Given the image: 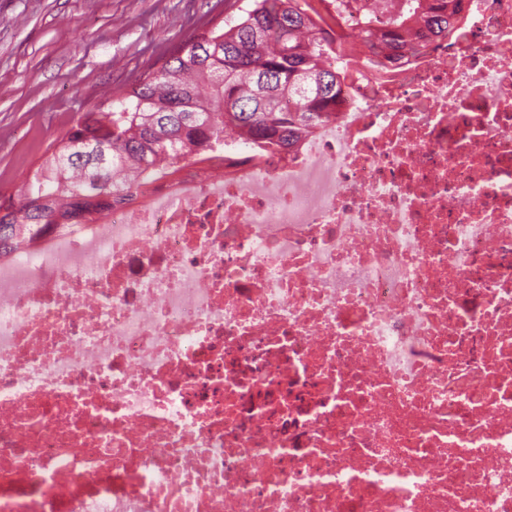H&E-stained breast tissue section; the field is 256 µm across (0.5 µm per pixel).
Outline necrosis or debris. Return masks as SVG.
<instances>
[{"mask_svg":"<svg viewBox=\"0 0 512 512\" xmlns=\"http://www.w3.org/2000/svg\"><path fill=\"white\" fill-rule=\"evenodd\" d=\"M0 261V512H512V0Z\"/></svg>","mask_w":512,"mask_h":512,"instance_id":"1","label":"necrosis or debris"}]
</instances>
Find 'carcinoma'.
I'll return each instance as SVG.
<instances>
[{
  "mask_svg": "<svg viewBox=\"0 0 512 512\" xmlns=\"http://www.w3.org/2000/svg\"><path fill=\"white\" fill-rule=\"evenodd\" d=\"M383 29L366 21L371 55L359 72L379 77L402 58L454 32L463 0H377ZM347 48L310 0H253L224 29L206 30L118 105L83 113L56 138L20 192L0 193V259L58 229L98 221L112 202L205 160L236 134L255 152L288 153L336 114Z\"/></svg>",
  "mask_w": 512,
  "mask_h": 512,
  "instance_id": "1",
  "label": "carcinoma"
}]
</instances>
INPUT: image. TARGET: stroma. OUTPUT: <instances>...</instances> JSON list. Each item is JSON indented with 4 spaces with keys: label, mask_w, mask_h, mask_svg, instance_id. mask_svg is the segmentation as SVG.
<instances>
[{
    "label": "stroma",
    "mask_w": 512,
    "mask_h": 512,
    "mask_svg": "<svg viewBox=\"0 0 512 512\" xmlns=\"http://www.w3.org/2000/svg\"><path fill=\"white\" fill-rule=\"evenodd\" d=\"M249 0H0V192L82 113L118 102Z\"/></svg>",
    "instance_id": "35a3bbf8"
}]
</instances>
